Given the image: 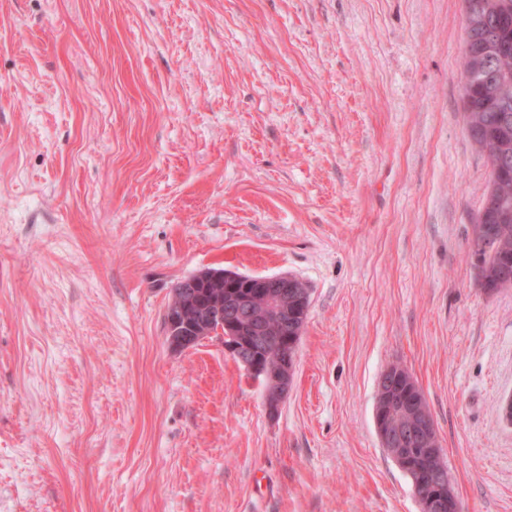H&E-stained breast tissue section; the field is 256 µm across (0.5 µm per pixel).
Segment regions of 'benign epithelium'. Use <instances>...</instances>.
<instances>
[{
  "label": "benign epithelium",
  "instance_id": "obj_1",
  "mask_svg": "<svg viewBox=\"0 0 512 512\" xmlns=\"http://www.w3.org/2000/svg\"><path fill=\"white\" fill-rule=\"evenodd\" d=\"M309 291L288 274L252 276L226 271H202L179 289L166 309V339L174 351L196 345L209 336L224 337L234 358L253 376L261 377L266 408L275 412L288 397L295 358L293 336H248L255 322L277 321L282 326L307 320ZM424 395L405 372L385 371L377 388L374 427L383 448L410 481L438 480L447 471L435 426L424 411ZM410 417L411 423L386 418L388 412ZM422 447L420 462L411 458L412 445ZM420 512H461L453 489L432 497L418 496Z\"/></svg>",
  "mask_w": 512,
  "mask_h": 512
}]
</instances>
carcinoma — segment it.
<instances>
[{
	"instance_id": "cac0c4a2",
	"label": "carcinoma",
	"mask_w": 512,
	"mask_h": 512,
	"mask_svg": "<svg viewBox=\"0 0 512 512\" xmlns=\"http://www.w3.org/2000/svg\"><path fill=\"white\" fill-rule=\"evenodd\" d=\"M471 30L480 18L494 23V39L486 66L463 49L464 119L471 140L489 168L487 196L469 238L476 278L486 292L512 288V0H472Z\"/></svg>"
}]
</instances>
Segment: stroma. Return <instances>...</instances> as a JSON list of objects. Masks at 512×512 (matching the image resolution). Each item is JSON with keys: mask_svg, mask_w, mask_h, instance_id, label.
<instances>
[{"mask_svg": "<svg viewBox=\"0 0 512 512\" xmlns=\"http://www.w3.org/2000/svg\"><path fill=\"white\" fill-rule=\"evenodd\" d=\"M463 42V0H0V512H420L393 363L466 512H512ZM220 268L310 292L276 412L220 337L166 341ZM380 378L377 388V400L374 407V427L383 448L387 450L396 465L415 483L417 479L437 481L447 471V463L442 456V448L435 426L429 421L428 415L434 419L424 395L414 381L404 371L407 369L399 364L389 366ZM408 372V371H407ZM425 407V411H424ZM398 412L408 415L406 419L394 421L385 418L387 412ZM421 446V460L415 463L411 458L412 445ZM431 478V479H430Z\"/></svg>", "mask_w": 512, "mask_h": 512, "instance_id": "35a3bbf8", "label": "stroma"}]
</instances>
